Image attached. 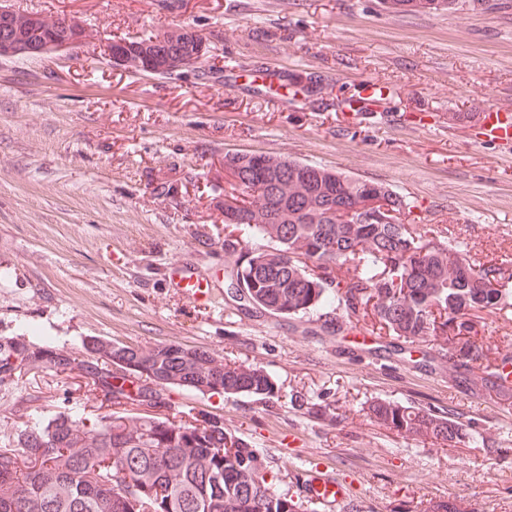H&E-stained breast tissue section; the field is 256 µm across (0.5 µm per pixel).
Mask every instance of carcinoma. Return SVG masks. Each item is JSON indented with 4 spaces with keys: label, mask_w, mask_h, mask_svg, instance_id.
Instances as JSON below:
<instances>
[{
    "label": "carcinoma",
    "mask_w": 512,
    "mask_h": 512,
    "mask_svg": "<svg viewBox=\"0 0 512 512\" xmlns=\"http://www.w3.org/2000/svg\"><path fill=\"white\" fill-rule=\"evenodd\" d=\"M394 13L454 9L459 0H382ZM25 11L0 3V39L24 34L32 57L74 47L67 18L40 16L23 26ZM145 53L143 70L171 76V68H193L206 59L181 28L140 40L111 41L104 56ZM243 190L224 224L243 232L224 239L239 253L236 281L248 305L303 317L338 302L355 313L371 308L389 334L404 339L448 335V356L466 372L464 380L512 397L507 356L474 336L470 312L496 309L506 294L493 283L512 279L499 267L481 265L460 242L421 243L408 224H391L365 206L382 200L391 212L408 204L382 183L352 178L321 166L267 155L224 156ZM261 239L266 244L249 245ZM457 331L448 329L455 317ZM475 367L483 375L469 378ZM72 375L92 387L108 408L95 423L69 412L25 423L12 443L0 447V512H297L296 504L268 481V470L251 448L214 418L178 420L159 413L130 417L128 406L171 407L169 392L273 398L269 373L219 360L209 352L159 343L145 352L114 343L102 348L92 337L77 353L24 336H0V385L32 370ZM371 413L404 437L431 435L452 443L463 434L455 421L398 401L378 402Z\"/></svg>",
    "instance_id": "obj_1"
}]
</instances>
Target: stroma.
I'll list each match as a JSON object with an SVG mask.
<instances>
[{"label":"stroma","mask_w":512,"mask_h":512,"mask_svg":"<svg viewBox=\"0 0 512 512\" xmlns=\"http://www.w3.org/2000/svg\"><path fill=\"white\" fill-rule=\"evenodd\" d=\"M95 37L65 52L0 57V336L68 352L98 336L180 343L267 371L269 401L174 390L184 417L207 414L258 448L300 512H512V400L460 381L444 337L407 342L373 315L337 307L288 318L227 293L237 255L220 221L234 184L224 155L250 151L388 185L424 241L456 237L512 269V154L480 141L485 105L512 113V6L395 14L380 0H40ZM198 31L211 74H134L101 56L106 38ZM271 77H264V67ZM320 74L313 89L293 75ZM383 88L361 115L354 95ZM189 262L217 278L209 307L171 288ZM512 353V304L472 312ZM449 415L481 433L404 438L369 413L381 400ZM94 418L79 378L46 370L0 387V446L27 419ZM320 472L340 503L309 500Z\"/></svg>","instance_id":"1"}]
</instances>
